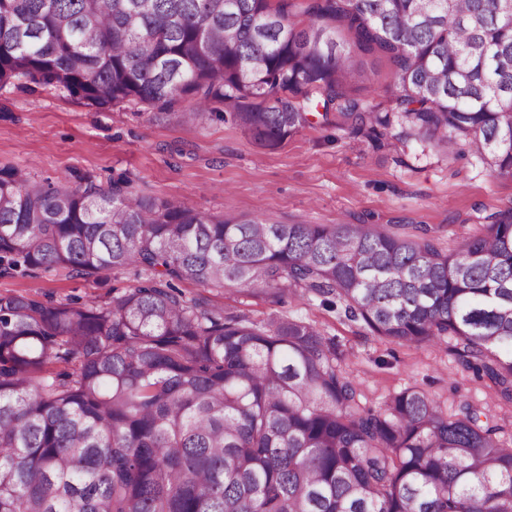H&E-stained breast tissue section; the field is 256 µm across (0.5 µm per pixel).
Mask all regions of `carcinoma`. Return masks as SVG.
<instances>
[{"label":"carcinoma","instance_id":"carcinoma-1","mask_svg":"<svg viewBox=\"0 0 512 512\" xmlns=\"http://www.w3.org/2000/svg\"><path fill=\"white\" fill-rule=\"evenodd\" d=\"M503 2L0 0V88L197 125L219 102L274 147L319 105L387 125L347 97L378 50L418 132L512 178ZM127 266L149 284L104 305L0 295V512H512V448L486 412L414 387L368 407L315 324L226 316L173 286L270 304L302 288L381 339L450 340L512 402V207L447 251L428 225L214 216L126 178L0 167V276Z\"/></svg>","mask_w":512,"mask_h":512}]
</instances>
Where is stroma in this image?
<instances>
[{
	"mask_svg": "<svg viewBox=\"0 0 512 512\" xmlns=\"http://www.w3.org/2000/svg\"><path fill=\"white\" fill-rule=\"evenodd\" d=\"M370 83L353 88L364 109L389 114L388 126L358 132L337 113H312L299 132L267 148L231 118L201 126L155 119L145 105L96 108L65 91L0 89V166L31 180L77 174L105 185L122 176L146 198H175L195 209L261 216L282 224H427L444 247L477 232L480 217L512 206V179L495 176L469 147L450 153L419 134L394 111L397 87L388 59L367 54ZM135 268L89 278L65 271L0 277V294H36L52 302L104 304L144 284ZM189 298L260 321L275 312L315 322L343 353L342 367L367 406L395 391L418 387L446 412L467 401L483 408L512 446V404L477 379L445 346H406L380 339L328 309L304 290L276 305L221 288L182 285Z\"/></svg>",
	"mask_w": 512,
	"mask_h": 512,
	"instance_id": "35a3bbf8",
	"label": "stroma"
}]
</instances>
